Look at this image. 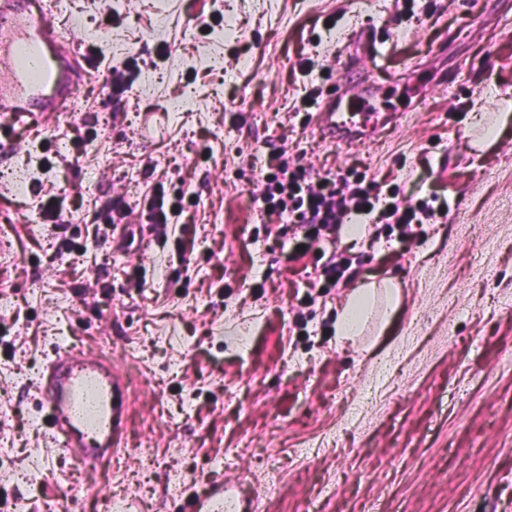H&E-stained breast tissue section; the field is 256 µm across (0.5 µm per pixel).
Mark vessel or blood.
Returning a JSON list of instances; mask_svg holds the SVG:
<instances>
[{"mask_svg":"<svg viewBox=\"0 0 512 512\" xmlns=\"http://www.w3.org/2000/svg\"><path fill=\"white\" fill-rule=\"evenodd\" d=\"M77 34L60 25L51 0H0V129L26 125L36 116L66 109L73 77L65 61ZM373 29L357 30L345 58L343 79L355 83L358 112L371 93L368 62L376 58ZM335 93L322 102V133L336 144L364 141L359 122L339 110ZM44 428L53 447L83 460L97 459L122 445L127 391L107 356L57 342L37 387ZM260 497L244 499L232 482L215 480L184 497L179 512H261Z\"/></svg>","mask_w":512,"mask_h":512,"instance_id":"b4317fda","label":"vessel or blood"}]
</instances>
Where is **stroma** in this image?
I'll list each match as a JSON object with an SVG mask.
<instances>
[{"label": "stroma", "instance_id": "obj_1", "mask_svg": "<svg viewBox=\"0 0 512 512\" xmlns=\"http://www.w3.org/2000/svg\"><path fill=\"white\" fill-rule=\"evenodd\" d=\"M74 18L81 66L74 111L23 138H0V454L35 471L38 485L0 471V501L46 512L72 493L61 456L45 462L30 368L62 338L105 350L119 372L139 367L123 421L131 472L155 512H176L191 486L216 477L260 496L265 512H512V0H220L224 37L190 24L211 0H117L128 30L134 88L116 96L92 49L121 60L87 0H54ZM380 42L371 97L391 132L361 145L323 141L293 114L303 84L327 89L356 27ZM179 50L161 61L165 43ZM224 58L211 66L212 53ZM153 73L154 89L136 86ZM93 136L71 177L105 201L153 183L148 160L168 164V197L185 195L196 221L159 242L135 232L128 253L63 252L34 210L43 158L71 155L68 125ZM287 150L314 169L358 162L399 185L409 203L435 199L433 224L389 226L361 217V236L336 231L351 267L306 302L259 212L260 162ZM143 262L144 296L120 265ZM106 284L73 292L70 274ZM392 282L398 312L341 342L336 315L354 288ZM184 471L183 480L169 476Z\"/></svg>", "mask_w": 512, "mask_h": 512}]
</instances>
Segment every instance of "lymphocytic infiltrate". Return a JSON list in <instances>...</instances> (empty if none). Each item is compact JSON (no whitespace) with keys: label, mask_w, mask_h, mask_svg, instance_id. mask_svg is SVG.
I'll return each mask as SVG.
<instances>
[{"label":"lymphocytic infiltrate","mask_w":512,"mask_h":512,"mask_svg":"<svg viewBox=\"0 0 512 512\" xmlns=\"http://www.w3.org/2000/svg\"><path fill=\"white\" fill-rule=\"evenodd\" d=\"M157 172L153 192L144 194L137 202H128L125 195H112L101 207L89 210L79 191L48 185L47 201L38 209L45 222L59 225L70 221L91 225L93 240L106 244L112 236V227L126 223L132 214H139L152 225L156 237L167 238L170 226L179 223L185 208L166 200L164 183L167 169L151 162ZM267 171L259 192L251 194L254 209L270 218L295 225L286 251L289 262L296 263L313 256L317 266L315 287L333 288L344 278L347 267L327 258L325 247L333 243L337 225L363 213H377L383 224H427L438 212L426 203L415 205L387 198L382 181L367 177L358 164L345 169L325 171L312 175L300 161H293L286 153L270 155Z\"/></svg>","instance_id":"f902f5d3"}]
</instances>
